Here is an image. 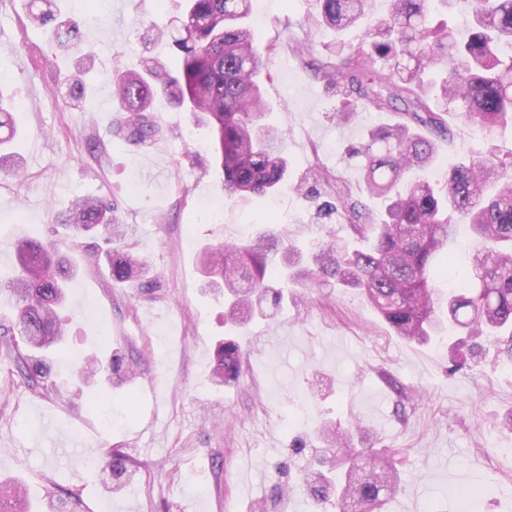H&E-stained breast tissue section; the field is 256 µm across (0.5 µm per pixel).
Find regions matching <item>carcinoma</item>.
<instances>
[{"mask_svg":"<svg viewBox=\"0 0 512 512\" xmlns=\"http://www.w3.org/2000/svg\"><path fill=\"white\" fill-rule=\"evenodd\" d=\"M436 1L450 2L389 0L387 15L375 19L372 0H319L316 23L338 31L364 23L367 32L356 44L323 45L315 75L348 103L367 102L402 117L392 127L368 131L348 152L370 196L383 200L384 216L373 222L365 202L338 184L336 205L324 207L371 239L365 251L325 242L309 252L310 263L303 266L299 249L284 246L272 228L236 244L206 247L204 272L223 280L231 325L267 316L263 302L270 296L275 306L282 294L271 285L274 280L354 288L396 335L419 343L441 333L448 322L489 335L512 329V151L502 153L491 140L484 155L453 164L444 182L426 176L437 156L436 141L451 135L448 115L485 129L512 121V53L502 52L503 45H512V0H471L473 23L464 41L433 25ZM250 8L251 0H185V24L179 29L153 25L157 37L170 38L178 69L172 73L150 61L145 76L119 69L112 76L124 112L117 126L128 144L143 146L159 132L150 113L159 91L211 127L224 199L234 205L266 200L288 176L286 144L267 124L256 82L275 46L260 50L250 28L240 24ZM80 37L78 26L58 23V44L72 45ZM114 211L103 197H78L56 215L62 236L14 242L17 266L8 280L0 279V297H8L17 319L0 324V348L14 355L29 386L48 385L46 373L33 362L36 355L66 352L57 313L75 276L66 250L82 247L100 227L107 248L88 252L89 262L97 266L106 260L118 287H155L143 264L126 252L127 227L116 222ZM457 224L469 226L475 248L464 287L445 290L440 283L457 278L448 254ZM441 255L444 262L437 268ZM216 354L213 381L221 386L237 378L242 352L235 337L226 336ZM88 372L107 374L112 385L121 386L130 367L114 353L108 360H88L81 374ZM349 463L336 489L337 512H352L351 501L364 502L366 512H379L397 482L395 466L388 459L374 461L372 471L360 476L355 459ZM26 506L24 487L0 484V512H26Z\"/></svg>","mask_w":512,"mask_h":512,"instance_id":"cac0c4a2","label":"carcinoma"}]
</instances>
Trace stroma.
<instances>
[{"label": "stroma", "mask_w": 512, "mask_h": 512, "mask_svg": "<svg viewBox=\"0 0 512 512\" xmlns=\"http://www.w3.org/2000/svg\"><path fill=\"white\" fill-rule=\"evenodd\" d=\"M81 23L78 46H59L52 27L29 26L30 9ZM94 0H0V88L15 109L18 134L0 168V275L15 263L16 235L50 237L54 217L79 196L112 199L128 244L159 286L117 288L106 269L80 271L61 312L69 353L50 365L53 392L31 391L0 355V483L20 481L32 512H114L134 496L141 512H334L312 488L339 473V453L366 462L395 458L400 481L382 512H463L478 491L480 512H512V337L461 330L424 344L394 334L358 290L320 285L290 289L271 319L237 330L224 300L208 287L197 257L209 245L236 242L241 228L276 220L302 250L332 239L358 244L349 224L320 210V192L296 184L317 167L360 194L362 177L345 154L395 112L358 104L337 120L340 97L310 72L299 50L337 34L316 26L318 0H252L248 20L258 46L275 44L261 77L268 121L288 146V179L263 204L220 199L210 132L156 95L161 124L149 144L118 135L114 67L148 61L175 69L178 56L153 24L179 19L183 0L155 14L149 0H108L106 16L84 25ZM80 77L81 98L71 95ZM431 173L443 179L462 152L486 150L481 128L449 117ZM236 334L243 352L237 381L217 387L215 348ZM110 348L138 359L133 382L119 389L78 381L85 357ZM342 432L334 447L325 430ZM122 454L127 481L113 487L109 463Z\"/></svg>", "instance_id": "stroma-1"}]
</instances>
